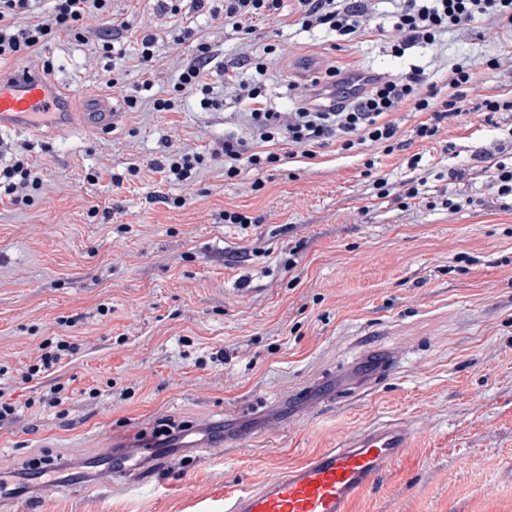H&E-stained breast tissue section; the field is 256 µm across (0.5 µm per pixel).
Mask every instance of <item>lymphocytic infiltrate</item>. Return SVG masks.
Returning <instances> with one entry per match:
<instances>
[{"instance_id": "f902f5d3", "label": "lymphocytic infiltrate", "mask_w": 512, "mask_h": 512, "mask_svg": "<svg viewBox=\"0 0 512 512\" xmlns=\"http://www.w3.org/2000/svg\"><path fill=\"white\" fill-rule=\"evenodd\" d=\"M44 16H37L38 0H0V60L12 58H42L43 69L50 62L43 55L51 41L59 34L85 40L89 20L99 25L114 24L112 0H49ZM391 27L376 22L372 0H296L294 22L301 29L319 27L336 32L345 40L354 41L367 35L388 37L396 54L421 45L432 46L442 36L466 33L486 39L494 30L512 31V0H390ZM193 9L211 17H223L230 34L245 37L255 32L258 24L281 15L284 0H193ZM277 46L266 44L242 54L231 64L217 62L208 43H198L195 56L184 64L174 86L175 94L158 98L153 108L169 112L176 108V94H200V105L206 110H218L222 100L214 94L211 77L223 78L238 105L242 106L247 122L243 136L229 135L224 139V176L232 179L242 169L262 172L277 163L278 153L262 151L265 143L287 145L289 151H300L308 159L315 158L320 148L339 143L349 151L371 143L382 146L386 154L403 149L400 126L394 113L405 107L412 112L426 113L427 118L417 123L412 136L417 141H432L445 126L478 111L484 116L512 112V94H492L479 103L467 98V88L475 72L470 59L452 63L448 69L449 93L439 98L435 86L429 85L424 71L415 69L396 77H381L366 71L338 76L336 71L326 74L327 94L335 96L336 104L320 106L312 100L299 99L289 112H275L266 105L262 79L268 70L270 56ZM252 70V79L241 75L242 69ZM505 144H496L493 150L476 152L478 161H492L488 187L502 210H512V165L501 161ZM421 155L407 158L406 166L413 175L400 184L389 182L382 175L373 176L370 186L379 199L393 197L415 200L423 197L432 176L422 168ZM204 162L200 154L169 149L162 158L149 163L152 172L165 174L179 182L193 181Z\"/></svg>"}]
</instances>
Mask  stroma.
<instances>
[{"instance_id":"stroma-1","label":"stroma","mask_w":512,"mask_h":512,"mask_svg":"<svg viewBox=\"0 0 512 512\" xmlns=\"http://www.w3.org/2000/svg\"><path fill=\"white\" fill-rule=\"evenodd\" d=\"M113 7L128 23L114 42L122 58L103 55L94 37L62 35L49 52L67 93L111 94L112 129L0 132V162L22 158L40 182L32 205L0 200V389L18 409L0 423V454L20 471L47 458L78 468L131 455L141 477L94 497L46 488L30 496L50 512H199L361 427L401 419L413 425V448L351 512H512V212L494 203L474 159L506 138L512 116L492 125L471 114L437 141L389 156L332 144L313 159L286 157L257 191L252 171L224 177L219 150L245 122L223 83V110L202 109L195 94L177 96L174 112L152 108L153 98L175 96L196 42L227 63L242 40L190 0L175 15L159 14L155 0ZM183 26L195 40L160 42L153 87L127 111L124 97L142 81L137 39ZM251 40L284 48L264 80L278 112L313 94L311 58L390 76L423 65L441 86L458 59L495 57L497 68H477L470 98L512 90V54L500 50L512 43L507 32L495 43L448 37L401 57L380 40L341 42L274 19ZM110 68L120 76L112 89L103 82ZM171 144L203 156L194 185L147 171ZM418 152L442 175L468 169L464 180L431 187L472 205L452 213L422 198L371 199L367 162L397 181ZM134 165L140 177L113 184ZM163 193L185 206L160 202ZM228 210L255 222L225 223ZM60 336L78 351L25 378L39 344ZM60 385L69 398L50 406ZM166 419L193 429L194 448L154 449ZM209 442L220 452L205 451Z\"/></svg>"}]
</instances>
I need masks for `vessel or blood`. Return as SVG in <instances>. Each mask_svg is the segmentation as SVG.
<instances>
[{
  "label": "vessel or blood",
  "mask_w": 512,
  "mask_h": 512,
  "mask_svg": "<svg viewBox=\"0 0 512 512\" xmlns=\"http://www.w3.org/2000/svg\"><path fill=\"white\" fill-rule=\"evenodd\" d=\"M116 115L111 99L98 95L86 96L83 110L73 111L39 73L0 66L1 129L39 135L80 125L108 131ZM413 435L411 425L400 420L364 427L339 447L289 467L259 488L225 497L224 512H350L375 478L404 456ZM138 476L133 466H104L82 480L60 482L57 488L85 496L118 479L136 484Z\"/></svg>",
  "instance_id": "obj_1"
}]
</instances>
